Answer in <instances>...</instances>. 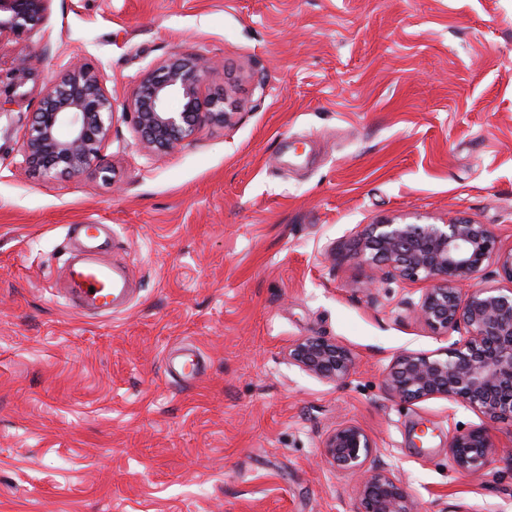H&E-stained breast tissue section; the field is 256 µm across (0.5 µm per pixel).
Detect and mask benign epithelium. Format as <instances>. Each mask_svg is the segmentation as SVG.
<instances>
[{
	"label": "benign epithelium",
	"mask_w": 512,
	"mask_h": 512,
	"mask_svg": "<svg viewBox=\"0 0 512 512\" xmlns=\"http://www.w3.org/2000/svg\"><path fill=\"white\" fill-rule=\"evenodd\" d=\"M50 0H0V41L25 40L42 25ZM38 59L19 56L0 70V116L23 103L37 81ZM217 65L199 55L175 53L144 72L119 108L99 71L87 63L55 77L32 113L20 146L24 164L43 177L80 175L108 140L116 114L130 119L142 148L162 156L194 140L205 127L222 126L236 110L224 93H203ZM172 98L180 109H169ZM352 255L393 279L430 283L412 306L417 319L438 334L461 339L435 352L403 351L384 374L387 394L415 402L441 397L479 410L486 423L456 432L448 456L461 474L476 479L502 452L492 427L512 421V287L477 280L487 267L512 284V250L497 247L486 224L458 218L446 224H368L350 245ZM288 363L327 383H340L356 357L326 336H307L288 346ZM322 456L357 480L359 512H418L406 484L376 454L373 438L344 421L325 437Z\"/></svg>",
	"instance_id": "obj_1"
}]
</instances>
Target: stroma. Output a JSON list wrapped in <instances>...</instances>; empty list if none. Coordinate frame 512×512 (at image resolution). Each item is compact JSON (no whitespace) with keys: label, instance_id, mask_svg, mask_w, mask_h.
<instances>
[{"label":"stroma","instance_id":"35a3bbf8","mask_svg":"<svg viewBox=\"0 0 512 512\" xmlns=\"http://www.w3.org/2000/svg\"><path fill=\"white\" fill-rule=\"evenodd\" d=\"M46 53L0 119V512H358L321 447L359 424L419 512H512V464L475 482L448 441L484 424L445 398L389 397L401 351L439 336L406 304L425 282L353 258L365 225H490L512 249V0H51L0 42ZM220 60L231 123L156 157L119 118L91 172L39 178L18 151L47 81L98 68L116 102L173 53ZM112 227L140 293L111 318L63 298L70 225ZM327 336L345 382L290 365ZM194 344L180 386L163 357ZM288 363L327 383H340L352 372L353 351L326 336H307L288 346Z\"/></svg>","mask_w":512,"mask_h":512}]
</instances>
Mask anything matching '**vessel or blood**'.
<instances>
[{
    "mask_svg": "<svg viewBox=\"0 0 512 512\" xmlns=\"http://www.w3.org/2000/svg\"><path fill=\"white\" fill-rule=\"evenodd\" d=\"M73 232L82 249L64 262V297L68 306L80 315L98 318L124 313L135 297L133 276L127 264L104 259L111 244L102 238L103 225L77 224ZM165 370L171 379L184 382L197 380L203 374L200 362L183 347L167 355Z\"/></svg>",
    "mask_w": 512,
    "mask_h": 512,
    "instance_id": "vessel-or-blood-1",
    "label": "vessel or blood"
}]
</instances>
